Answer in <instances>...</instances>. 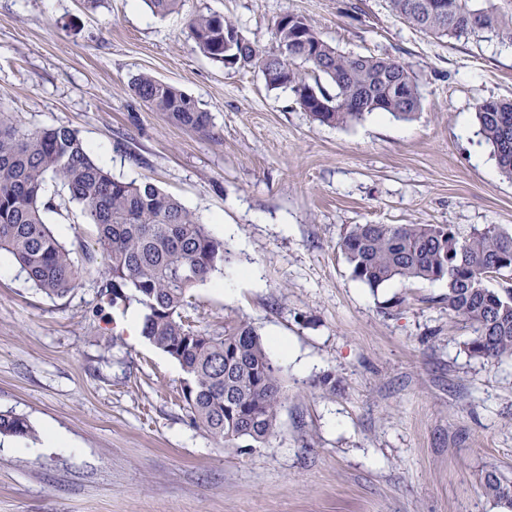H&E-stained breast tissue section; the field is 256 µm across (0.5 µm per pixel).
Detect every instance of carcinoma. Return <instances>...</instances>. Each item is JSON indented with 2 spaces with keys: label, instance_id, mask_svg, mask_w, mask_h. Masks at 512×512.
<instances>
[{
  "label": "carcinoma",
  "instance_id": "obj_1",
  "mask_svg": "<svg viewBox=\"0 0 512 512\" xmlns=\"http://www.w3.org/2000/svg\"><path fill=\"white\" fill-rule=\"evenodd\" d=\"M391 12L410 26L439 37L488 35L512 45V14L475 0H388ZM199 50L227 69H257L272 89L288 88L300 107L327 125L355 122L373 112L399 120L420 106L417 80L402 61L346 55L307 19L288 14L274 23L275 48L251 42L239 23L220 14L191 20ZM237 41L224 52V40ZM326 76L329 93L311 76ZM154 111L197 131L210 113L176 87L141 74L132 83ZM479 134L498 165L512 178V102L476 105ZM50 180L67 188L86 223L97 229L106 252L101 294L113 307L138 304L141 335L167 353L186 374L182 399L193 424L217 445L262 443L274 433L286 400L280 369L250 323L224 318V331L195 330L182 315L192 291L230 262L224 241L200 217L149 181L119 179L100 166L78 134L67 127L28 130L0 112V251L9 253L32 284L63 297L85 273L78 258L53 234L43 213ZM355 279L371 289L400 279L444 281L448 313L475 326L468 352L486 360L512 357V288L493 291L487 274L512 273V233L491 224L467 234L448 224H354L339 243ZM0 434L30 436L26 418L0 412ZM486 494L512 508V482L490 471Z\"/></svg>",
  "mask_w": 512,
  "mask_h": 512
}]
</instances>
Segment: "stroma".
<instances>
[{"instance_id":"35a3bbf8","label":"stroma","mask_w":512,"mask_h":512,"mask_svg":"<svg viewBox=\"0 0 512 512\" xmlns=\"http://www.w3.org/2000/svg\"><path fill=\"white\" fill-rule=\"evenodd\" d=\"M210 13L263 48L293 13L342 53L400 59L419 110L319 123L261 72L199 51L188 25ZM143 73L193 97L209 130L140 100ZM490 98L512 101L511 45L423 34L387 0H179L162 16L142 0H0V109L73 129L115 177L195 211L232 261L188 320L250 322L287 395L265 443L224 448L196 428L180 365L103 303L96 229L48 183L45 222L93 264L50 297L0 253V411L33 429L0 435V512H512L483 490L491 470L512 481V358L469 354L443 283L371 289L339 247L354 224L512 232V179L475 116ZM50 429L64 445L45 444Z\"/></svg>"}]
</instances>
